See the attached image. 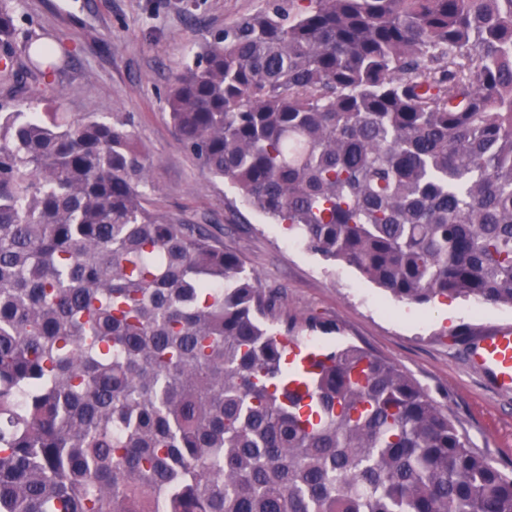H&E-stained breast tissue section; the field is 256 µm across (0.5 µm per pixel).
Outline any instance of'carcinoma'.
Here are the masks:
<instances>
[{
	"instance_id": "cac0c4a2",
	"label": "carcinoma",
	"mask_w": 512,
	"mask_h": 512,
	"mask_svg": "<svg viewBox=\"0 0 512 512\" xmlns=\"http://www.w3.org/2000/svg\"><path fill=\"white\" fill-rule=\"evenodd\" d=\"M165 102L324 259L512 307V0H266ZM148 178L123 118L0 113V512H512V469L395 363L320 346L290 393L281 296Z\"/></svg>"
}]
</instances>
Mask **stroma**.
<instances>
[{"label":"stroma","instance_id":"obj_1","mask_svg":"<svg viewBox=\"0 0 512 512\" xmlns=\"http://www.w3.org/2000/svg\"><path fill=\"white\" fill-rule=\"evenodd\" d=\"M265 0H15L13 69L0 74V108L63 112L70 118L130 116L151 165L144 192L151 209L181 224H204L235 249L263 287L284 292L283 310L301 344L352 343L410 373L476 448L512 465V391H497L470 352L512 308L456 299L404 304L353 266L307 248L288 249L283 225L253 212L222 178L202 171L178 141L164 92L211 31L234 24ZM51 42L50 76L30 64L34 44ZM335 324L325 333L308 319Z\"/></svg>","mask_w":512,"mask_h":512}]
</instances>
